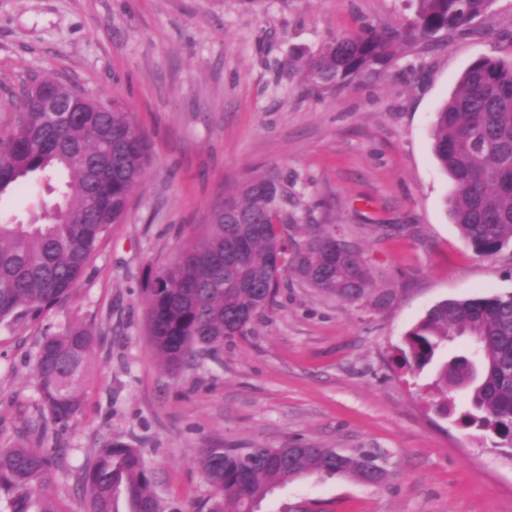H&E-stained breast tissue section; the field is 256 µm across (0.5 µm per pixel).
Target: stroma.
<instances>
[{
  "instance_id": "1",
  "label": "stroma",
  "mask_w": 512,
  "mask_h": 512,
  "mask_svg": "<svg viewBox=\"0 0 512 512\" xmlns=\"http://www.w3.org/2000/svg\"><path fill=\"white\" fill-rule=\"evenodd\" d=\"M419 0H0V85L36 73L121 100L151 144L143 185L91 255L72 296L26 327H0V446L41 424L34 378L45 333L98 337L85 408L50 433L64 460L47 493L83 512L81 469L107 441L139 448L165 512H197L211 488L198 449H368L388 476L317 474L275 488L258 512H512V454L433 404L434 374L403 368L406 333L436 304L512 293V246L477 254L449 214L435 116L462 72L512 58V0L472 29L403 51L320 94L302 61L364 27L396 28ZM276 171L298 216L358 247L389 305L351 304L289 279L220 362L173 373L148 346L144 288L211 205ZM58 191L0 197L26 223Z\"/></svg>"
}]
</instances>
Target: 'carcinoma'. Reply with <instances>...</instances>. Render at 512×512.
<instances>
[{
    "label": "carcinoma",
    "instance_id": "carcinoma-1",
    "mask_svg": "<svg viewBox=\"0 0 512 512\" xmlns=\"http://www.w3.org/2000/svg\"><path fill=\"white\" fill-rule=\"evenodd\" d=\"M415 17L394 29H370L325 44L309 60L310 88L330 92L360 71L385 65L398 48L438 33L465 30L484 18L494 0H420ZM0 132V195L38 179L65 176L62 203L32 224L0 219V325L17 329L64 302L77 287L99 242L127 212L151 159L150 144L133 113L112 100L107 112H84L66 124L45 120L30 97ZM433 151L453 181L451 217L480 255L512 244V60L484 57L462 74L436 115ZM233 210L263 231L248 244L243 270L224 266L231 242L224 202L214 203L205 224L189 236L175 259L147 276L144 288L149 345L171 372L207 359L220 361L224 342L247 334L270 310L281 286L294 277L348 303L393 297L377 288L358 248L336 240L331 229L301 224L288 180L261 174L228 197ZM280 252L283 269L270 258ZM244 276L239 288L224 280ZM469 353L437 365L435 387L467 391L464 420L512 447V294L441 302L405 337L402 358L414 371L432 364L456 338ZM97 338L86 324L67 323L39 343L34 376L43 423L0 448V498L11 512H57L47 488L61 460L43 448L47 424L66 427L82 411ZM381 454L325 448H204L195 463L211 488L207 512H256L276 487L302 477L359 476L379 482ZM77 484L85 512H115L125 497L131 512H163L154 476L138 448L110 442L87 462Z\"/></svg>",
    "mask_w": 512,
    "mask_h": 512
}]
</instances>
